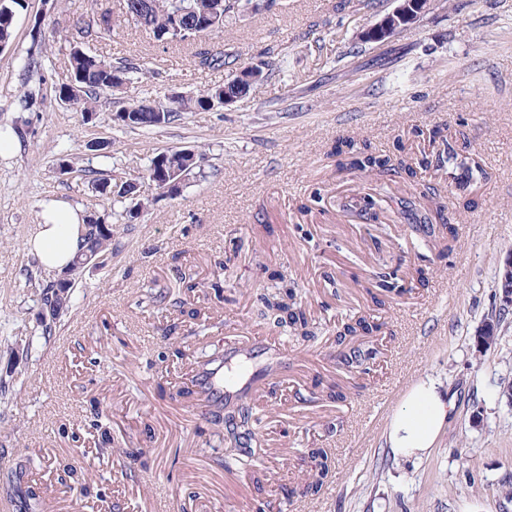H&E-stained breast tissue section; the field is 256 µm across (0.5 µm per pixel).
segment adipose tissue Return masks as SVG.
Instances as JSON below:
<instances>
[{"label": "adipose tissue", "instance_id": "adipose-tissue-1", "mask_svg": "<svg viewBox=\"0 0 512 512\" xmlns=\"http://www.w3.org/2000/svg\"><path fill=\"white\" fill-rule=\"evenodd\" d=\"M84 231L79 211L52 199L44 203L25 248L45 268L59 272L71 263ZM452 409V400L437 381L427 378L414 385L388 424L387 443L394 457L409 462L429 455Z\"/></svg>", "mask_w": 512, "mask_h": 512}]
</instances>
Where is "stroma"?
<instances>
[{"label": "stroma", "instance_id": "1", "mask_svg": "<svg viewBox=\"0 0 512 512\" xmlns=\"http://www.w3.org/2000/svg\"><path fill=\"white\" fill-rule=\"evenodd\" d=\"M99 9L113 12L111 30L74 28ZM117 10L118 0H26L0 51V128L16 142L0 156V377L11 342L37 339L21 387L0 397V475L27 465L45 512H101L59 482L46 465L55 458L92 466L123 512H512V398L503 392L512 386V315L490 348L477 345L495 312L496 273L512 256V0H431L383 42L361 38L379 11L243 0L205 42L271 64L268 79L229 106L149 132L114 126L116 96H101L88 122L58 99L73 46L154 70L128 88L131 97L213 87L226 73L198 70L194 47L160 43ZM436 124L447 125L451 145L468 143L488 174L475 186L480 207L455 217L452 251L418 247L403 219L373 236L344 223L337 196L370 185L336 172L346 155L328 154L351 141L404 158L455 207L456 174L411 145ZM97 141L109 142L107 154L93 151ZM184 148L203 153V176L180 197H155L134 222L113 224L106 266L78 273L70 308L42 340L41 296L57 274L25 250L42 203L121 210L95 192L93 176L135 178L154 153ZM302 203L311 216L297 213ZM421 265L433 271L428 287L396 296L386 328L363 339L379 348L370 373L346 376L336 333L371 312L366 285L383 273L405 281ZM184 280L206 292L221 283L224 299L206 300L205 324L168 336L178 315L163 297ZM285 286L312 338L264 319L266 300ZM177 348L184 359L173 358ZM234 350L252 371L278 364L280 351L290 356L249 398L268 460L248 476L221 466L226 431L206 407L175 396L193 388L202 354ZM427 377L451 397L452 415L430 457L395 460L388 422ZM333 387L346 400H327ZM94 401L111 439L102 454L76 441ZM310 448L334 460L315 498L303 494L310 475L298 466Z\"/></svg>", "mask_w": 512, "mask_h": 512}]
</instances>
